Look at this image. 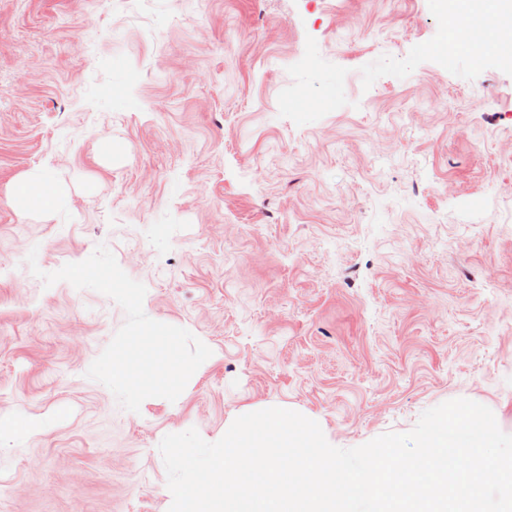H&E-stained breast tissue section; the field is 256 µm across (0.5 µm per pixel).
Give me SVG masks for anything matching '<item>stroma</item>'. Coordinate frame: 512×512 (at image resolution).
<instances>
[{"label": "stroma", "mask_w": 512, "mask_h": 512, "mask_svg": "<svg viewBox=\"0 0 512 512\" xmlns=\"http://www.w3.org/2000/svg\"><path fill=\"white\" fill-rule=\"evenodd\" d=\"M111 152H104V142ZM62 187L12 206L26 173ZM107 246L212 351L123 409ZM467 398L512 434V65L439 0H0V512H168L158 445L269 407L343 448Z\"/></svg>", "instance_id": "stroma-1"}]
</instances>
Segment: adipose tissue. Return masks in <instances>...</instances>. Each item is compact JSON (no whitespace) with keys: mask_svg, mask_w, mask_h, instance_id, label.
I'll list each match as a JSON object with an SVG mask.
<instances>
[{"mask_svg":"<svg viewBox=\"0 0 512 512\" xmlns=\"http://www.w3.org/2000/svg\"><path fill=\"white\" fill-rule=\"evenodd\" d=\"M450 44L469 41L476 58L494 57L512 63V0H445L443 5ZM493 14L497 24L484 29L486 14ZM12 205L22 209L51 210L59 202L55 185L38 174L23 176L10 196Z\"/></svg>","mask_w":512,"mask_h":512,"instance_id":"1","label":"adipose tissue"}]
</instances>
